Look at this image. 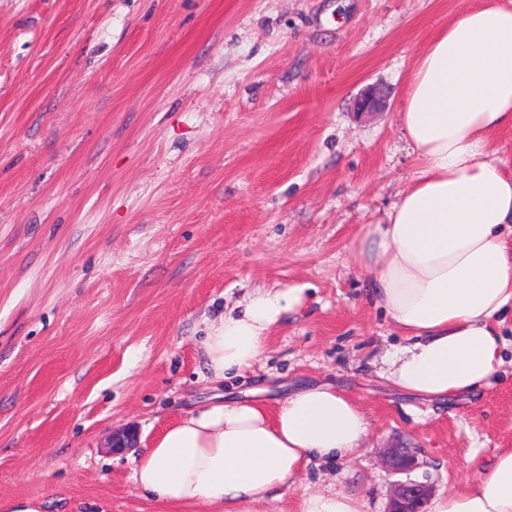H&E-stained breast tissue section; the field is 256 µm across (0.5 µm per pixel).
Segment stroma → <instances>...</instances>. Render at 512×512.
<instances>
[{"instance_id":"35a3bbf8","label":"stroma","mask_w":512,"mask_h":512,"mask_svg":"<svg viewBox=\"0 0 512 512\" xmlns=\"http://www.w3.org/2000/svg\"><path fill=\"white\" fill-rule=\"evenodd\" d=\"M469 0H0V499L174 512L141 449L217 393L328 383L366 413L354 460L303 485L387 512L401 479L448 493L512 448L504 364L449 402L382 373L404 346L352 255L416 175L398 125L413 63ZM369 86L385 107L355 111ZM304 301L253 373L206 381L201 340L259 288ZM132 431L134 447L114 450ZM412 449L401 475L385 449Z\"/></svg>"}]
</instances>
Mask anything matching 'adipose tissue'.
Listing matches in <instances>:
<instances>
[{"instance_id":"ef3b65f1","label":"adipose tissue","mask_w":512,"mask_h":512,"mask_svg":"<svg viewBox=\"0 0 512 512\" xmlns=\"http://www.w3.org/2000/svg\"><path fill=\"white\" fill-rule=\"evenodd\" d=\"M418 170L386 223L354 255L406 346L388 362L399 390L449 401L503 364L499 315L512 307V170L491 147L512 129V0H474L418 57L398 114ZM302 289H256L202 341L212 381L251 373L267 332L298 308ZM365 413L329 384L304 385L277 409L215 396L167 424L139 457L136 490L176 512H257L311 462L351 459ZM299 512H365L362 499L304 489ZM428 512H512V448L500 449Z\"/></svg>"}]
</instances>
